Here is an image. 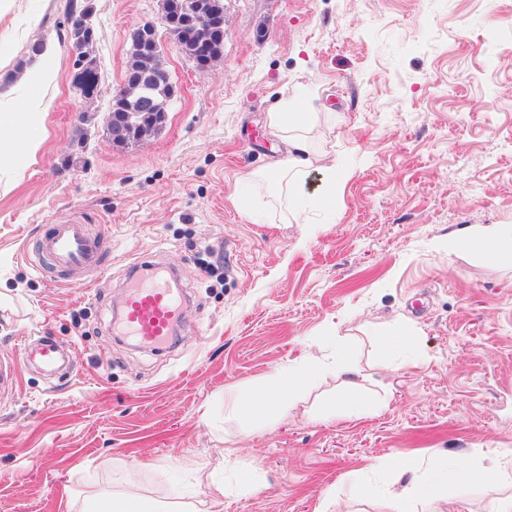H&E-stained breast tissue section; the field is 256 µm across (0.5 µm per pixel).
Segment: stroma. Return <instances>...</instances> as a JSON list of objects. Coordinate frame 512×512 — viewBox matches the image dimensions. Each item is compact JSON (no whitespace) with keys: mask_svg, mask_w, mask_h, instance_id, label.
<instances>
[{"mask_svg":"<svg viewBox=\"0 0 512 512\" xmlns=\"http://www.w3.org/2000/svg\"><path fill=\"white\" fill-rule=\"evenodd\" d=\"M162 0H95L100 93H73L67 0L0 10V109L23 113L35 159L0 177V354L49 336L73 373L36 368L0 389V512H68L86 492L134 493L173 512H395L379 489L403 450L494 469L448 479L412 512H496L512 498V257L457 251L454 232L512 225V0H224V50L205 70L162 34L176 95L163 129L113 143L106 119L126 74L129 28ZM55 47L52 81H7L27 45ZM42 100L37 113L25 111ZM325 114L311 150L348 172L336 211L299 222L262 172L287 156L268 126L284 100ZM249 200L244 214L240 200ZM51 224L105 240L101 270L37 274L22 254ZM188 294L176 342L151 349L114 324L138 259ZM416 337L403 366L382 336ZM374 411L314 420L343 388H303L286 417L246 421L227 399L339 342ZM378 470L365 471L366 463ZM257 480L260 491L242 490ZM370 487L362 497L352 483Z\"/></svg>","mask_w":512,"mask_h":512,"instance_id":"obj_1","label":"stroma"}]
</instances>
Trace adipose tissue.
<instances>
[{
	"label": "adipose tissue",
	"instance_id": "obj_1",
	"mask_svg": "<svg viewBox=\"0 0 512 512\" xmlns=\"http://www.w3.org/2000/svg\"><path fill=\"white\" fill-rule=\"evenodd\" d=\"M319 115L315 112H301L296 106L280 104L269 113L270 127L276 136L287 143V160L277 162L274 170L279 181L288 187L289 198L301 197L299 188L306 171L315 164H322V156L310 152L307 135L318 124ZM38 145L35 141L22 137L19 133L18 115L14 112H0V169L6 170L21 165L32 158ZM455 245L462 251H478L493 256L512 255V225L489 224L472 231L470 235L457 238ZM345 348H337L335 359L338 363L337 376L346 389L352 390V397H334L320 406L321 417L343 410L353 417L363 416L371 407L370 402L358 396L357 390L363 378L360 370L345 360ZM324 364L310 360H298L294 364L275 369L262 381L244 391L235 393L231 399L233 411L242 419L250 420L262 413L287 415L301 385L312 383L323 376ZM438 466L437 460H423L411 452L397 456V475L405 479L402 490L393 492L396 512H409L407 505L414 499L431 497L434 492L432 474Z\"/></svg>",
	"mask_w": 512,
	"mask_h": 512
}]
</instances>
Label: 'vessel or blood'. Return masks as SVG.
Instances as JSON below:
<instances>
[{
    "mask_svg": "<svg viewBox=\"0 0 512 512\" xmlns=\"http://www.w3.org/2000/svg\"><path fill=\"white\" fill-rule=\"evenodd\" d=\"M104 243L92 236L84 224H56L36 242L31 264L36 271L54 266L60 269H97L101 266ZM185 295L169 284L162 274L150 282L130 281L121 313L129 335L153 346L165 345L182 318ZM21 361L36 364L48 376L64 372L67 355L45 336L27 339Z\"/></svg>",
    "mask_w": 512,
    "mask_h": 512,
    "instance_id": "1",
    "label": "vessel or blood"
}]
</instances>
